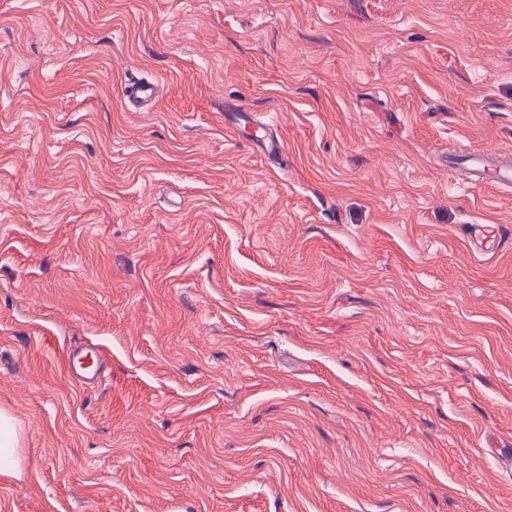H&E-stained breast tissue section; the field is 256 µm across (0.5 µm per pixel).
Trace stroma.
Wrapping results in <instances>:
<instances>
[{
  "instance_id": "1",
  "label": "stroma",
  "mask_w": 512,
  "mask_h": 512,
  "mask_svg": "<svg viewBox=\"0 0 512 512\" xmlns=\"http://www.w3.org/2000/svg\"><path fill=\"white\" fill-rule=\"evenodd\" d=\"M469 145L512 152V0H0V507L512 512V192ZM153 82L138 78H128L121 86L122 97L130 104L149 105L155 96ZM224 127L236 133L239 130V124L244 123L251 125L255 130V137L252 139L254 143L253 149H257L269 156L279 154L283 148L282 142L278 138H274L268 133V124L255 120L245 107L239 104H226L224 107ZM261 134H257L258 131ZM469 173L468 183L472 187L485 185L499 189H512V157L492 153L484 148H463L458 154ZM467 234L475 255L493 258L497 254L501 241L497 248L491 247L490 236L485 224H468ZM81 349H76L73 353L68 355V366L72 372L84 379H90L94 382L98 380L100 371L96 369L93 371L95 357L92 352H85L81 354ZM91 361L93 362L91 364ZM78 370L83 372V375L78 373ZM92 373L91 377L87 378L86 375ZM24 464L21 429L10 411L0 407V475L17 476Z\"/></svg>"
}]
</instances>
